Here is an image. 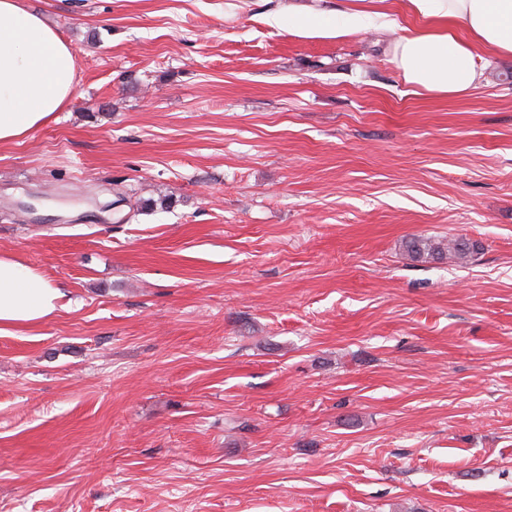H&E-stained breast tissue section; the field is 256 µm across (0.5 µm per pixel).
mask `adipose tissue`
<instances>
[{"mask_svg":"<svg viewBox=\"0 0 512 512\" xmlns=\"http://www.w3.org/2000/svg\"><path fill=\"white\" fill-rule=\"evenodd\" d=\"M418 17L388 46L391 63L413 88L433 95L467 94L483 77V55L512 57V0H408ZM287 23L298 36L342 40L388 26L382 10L341 0L334 19L293 0ZM75 59L65 41L23 0H0V146L42 126L68 101ZM64 297L38 270L0 255V332L34 327L54 315Z\"/></svg>","mask_w":512,"mask_h":512,"instance_id":"ef3b65f1","label":"adipose tissue"}]
</instances>
